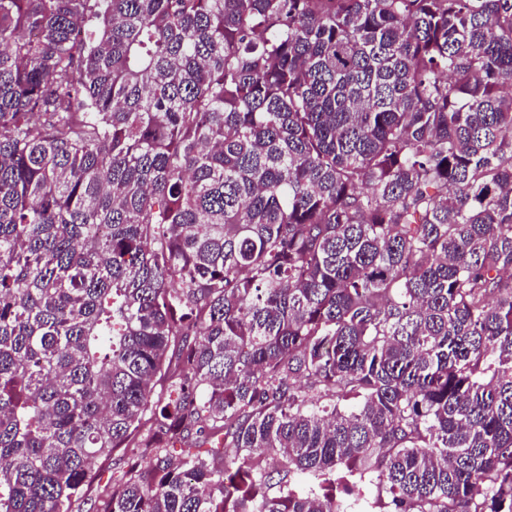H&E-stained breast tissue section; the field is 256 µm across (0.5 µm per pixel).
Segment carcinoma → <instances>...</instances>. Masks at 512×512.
Returning a JSON list of instances; mask_svg holds the SVG:
<instances>
[{"instance_id":"obj_1","label":"carcinoma","mask_w":512,"mask_h":512,"mask_svg":"<svg viewBox=\"0 0 512 512\" xmlns=\"http://www.w3.org/2000/svg\"><path fill=\"white\" fill-rule=\"evenodd\" d=\"M509 87L512 0H0V512H512ZM124 453V448H118L109 459H99L92 463L91 467L93 471H97L99 473V481H96L92 485L85 500L80 503L78 508H75V512H93L94 499L103 491L108 478L112 475V469L123 463L120 459L123 458Z\"/></svg>"}]
</instances>
